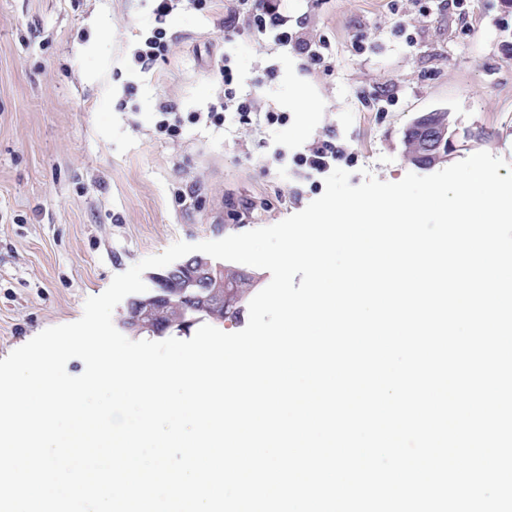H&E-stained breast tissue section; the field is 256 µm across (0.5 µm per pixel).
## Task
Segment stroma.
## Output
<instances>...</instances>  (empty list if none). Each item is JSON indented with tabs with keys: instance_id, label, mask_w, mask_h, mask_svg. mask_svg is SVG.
<instances>
[{
	"instance_id": "obj_1",
	"label": "stroma",
	"mask_w": 512,
	"mask_h": 512,
	"mask_svg": "<svg viewBox=\"0 0 512 512\" xmlns=\"http://www.w3.org/2000/svg\"><path fill=\"white\" fill-rule=\"evenodd\" d=\"M152 0H0V358L72 323L113 277L176 241L276 224L325 185L294 158L335 137L351 185L415 172L403 132L445 108L512 163V0H288V27L328 41L332 70L233 18L235 0L168 18L167 61L130 50ZM238 34L224 39V22ZM230 57L239 95L284 122L154 130L159 102L204 112Z\"/></svg>"
}]
</instances>
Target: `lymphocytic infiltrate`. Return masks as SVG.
Listing matches in <instances>:
<instances>
[{"label":"lymphocytic infiltrate","instance_id":"f902f5d3","mask_svg":"<svg viewBox=\"0 0 512 512\" xmlns=\"http://www.w3.org/2000/svg\"><path fill=\"white\" fill-rule=\"evenodd\" d=\"M209 0H154V27L143 35L132 49L135 64L149 66L157 61L167 60L170 43L165 22L168 16L181 8H195L207 5ZM237 10L247 16L251 27L262 36L273 37L278 44L292 46L304 59L303 67L307 70L328 68L329 63L324 54L310 39L292 33L288 29V16L284 0H237ZM224 81V94L213 103L208 111L193 112L189 117H181L173 104H160L155 123L156 131L170 138L179 137L183 120L194 123L205 122L213 125L222 124L227 108H234L239 123L252 124L257 115L253 97L238 96L234 87V73L230 64L219 68Z\"/></svg>","mask_w":512,"mask_h":512}]
</instances>
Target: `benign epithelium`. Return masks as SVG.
<instances>
[{
    "label": "benign epithelium",
    "instance_id": "obj_1",
    "mask_svg": "<svg viewBox=\"0 0 512 512\" xmlns=\"http://www.w3.org/2000/svg\"><path fill=\"white\" fill-rule=\"evenodd\" d=\"M411 141L423 166L434 167L445 161H451L467 143L477 137V131L462 129L446 109H435L418 114L410 124ZM167 278H177L181 283L180 292L195 295L194 311L197 317L183 316L181 330L190 329L195 323L206 317L223 318L224 306L235 305L243 298L242 290L253 286V278L242 275L240 289L224 291V266L213 262L203 255H196L179 263L162 274L154 276L159 285L157 294L148 302L137 307H128L124 327L134 335L141 334L150 327L152 319L161 315L168 307L174 305L172 294L160 288Z\"/></svg>",
    "mask_w": 512,
    "mask_h": 512
}]
</instances>
